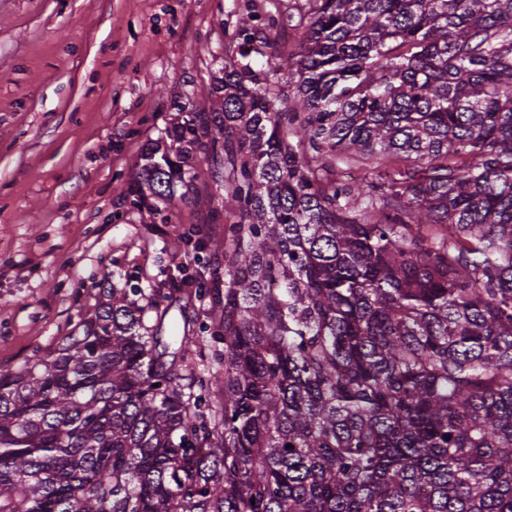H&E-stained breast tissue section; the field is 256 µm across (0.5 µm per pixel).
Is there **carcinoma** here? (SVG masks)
I'll use <instances>...</instances> for the list:
<instances>
[{"label": "carcinoma", "instance_id": "carcinoma-1", "mask_svg": "<svg viewBox=\"0 0 512 512\" xmlns=\"http://www.w3.org/2000/svg\"><path fill=\"white\" fill-rule=\"evenodd\" d=\"M308 7L295 49L175 106L121 191L175 260L222 240L224 349L164 341L178 281L100 280L0 369V512H512V0ZM257 39L250 15L238 54ZM204 176L224 205L186 227Z\"/></svg>", "mask_w": 512, "mask_h": 512}]
</instances>
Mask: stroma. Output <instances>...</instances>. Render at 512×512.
<instances>
[{
	"mask_svg": "<svg viewBox=\"0 0 512 512\" xmlns=\"http://www.w3.org/2000/svg\"><path fill=\"white\" fill-rule=\"evenodd\" d=\"M306 0H0V368L47 352L93 315L97 284L183 282L167 324L205 325L186 279L208 246L171 260L166 224L120 197L143 147L203 99L237 51L240 18L306 11Z\"/></svg>",
	"mask_w": 512,
	"mask_h": 512,
	"instance_id": "obj_1",
	"label": "stroma"
}]
</instances>
